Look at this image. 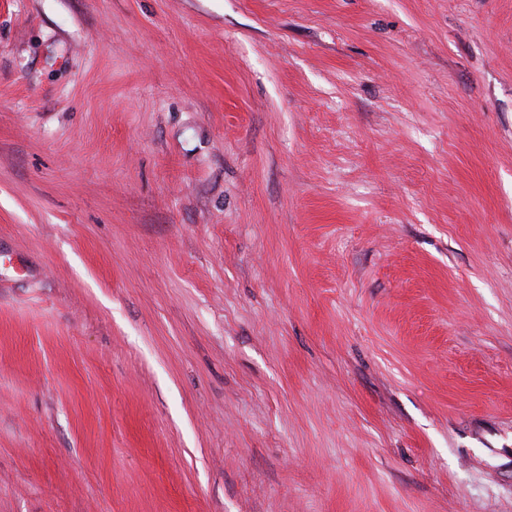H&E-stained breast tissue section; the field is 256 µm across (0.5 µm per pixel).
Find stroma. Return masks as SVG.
Here are the masks:
<instances>
[{"label":"stroma","instance_id":"1","mask_svg":"<svg viewBox=\"0 0 512 512\" xmlns=\"http://www.w3.org/2000/svg\"><path fill=\"white\" fill-rule=\"evenodd\" d=\"M0 512H512V0H0Z\"/></svg>","mask_w":512,"mask_h":512}]
</instances>
